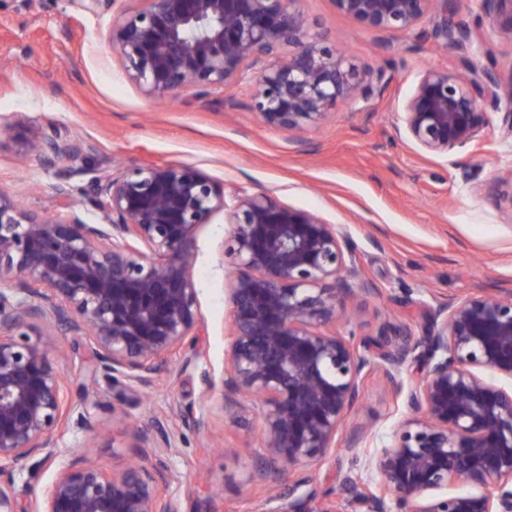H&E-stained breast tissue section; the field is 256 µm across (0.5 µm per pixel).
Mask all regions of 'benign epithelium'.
<instances>
[{
    "instance_id": "obj_1",
    "label": "benign epithelium",
    "mask_w": 512,
    "mask_h": 512,
    "mask_svg": "<svg viewBox=\"0 0 512 512\" xmlns=\"http://www.w3.org/2000/svg\"><path fill=\"white\" fill-rule=\"evenodd\" d=\"M118 4L110 48L126 80L152 102L206 101L251 83L249 108L264 125L303 142L339 102L367 103L383 70L360 68L301 12L298 0H138ZM380 36L431 27L419 39L468 51L478 35L454 20L451 0H331ZM493 26L512 35V0H482ZM506 104L499 133L512 139V80L481 61L466 73L420 72L396 113V129L420 151L446 157L492 127L481 104ZM11 128L24 152L58 168L55 201L31 210L0 192V468L50 457L71 423L99 407L50 360L55 337L87 338L95 370L125 399L150 389L172 358H206L207 323L194 277L196 232L222 213L229 279L224 365L202 375L199 406L174 400L136 430L144 462L111 472L88 458L58 470L28 512H181L179 421L212 430L211 411L248 401L259 416L253 479L286 472L288 487L260 512H347L333 490L311 488L304 467L352 453L343 483L364 512H512V290L482 288L420 302L423 336L385 319L357 337L338 323L380 289L357 264L349 235L273 191L224 190L188 163L86 166L96 146L24 114ZM89 223L75 212L74 195ZM39 323L45 333L31 338ZM379 371L405 413L390 436L343 428L365 377ZM0 481V512H17Z\"/></svg>"
}]
</instances>
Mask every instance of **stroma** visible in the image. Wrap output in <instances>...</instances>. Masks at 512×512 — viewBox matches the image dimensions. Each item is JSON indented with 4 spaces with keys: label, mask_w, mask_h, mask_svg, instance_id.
<instances>
[{
    "label": "stroma",
    "mask_w": 512,
    "mask_h": 512,
    "mask_svg": "<svg viewBox=\"0 0 512 512\" xmlns=\"http://www.w3.org/2000/svg\"><path fill=\"white\" fill-rule=\"evenodd\" d=\"M461 2L459 21L483 38L474 55L502 79L512 78V36L492 26L481 0ZM300 7L359 66L383 69L387 84L367 112L339 104L336 117L310 128L297 147L287 131L255 119L246 82L211 104L146 99L125 79L110 51L113 13L107 0L94 12L81 11L70 0H0V186L12 188L32 209L53 199L55 169L19 154L12 139L13 117L23 112L35 124L58 126L94 142L95 162L189 163L223 187L226 198L269 189L290 205L317 211L349 234L363 275L381 290L359 308L360 334H372L378 314H415L408 295L412 288L441 298L477 288H512V186L500 181L512 169V141L493 131L481 143L435 158L420 155L395 128L394 114L417 75L428 68L464 70L462 53L418 41L409 32L392 36L389 56L374 33L335 12L330 0H301ZM227 229L219 216L196 235L195 276L208 326V358L186 370L172 362L152 388L127 400L114 399L110 382L98 379L101 407L91 426L71 427L53 460L37 456L14 473L23 512L59 464L81 458L86 441H93V458L109 470L139 455L129 419L164 412L175 398L199 404L202 373L221 369L224 361L229 320L220 246ZM50 359L69 375L73 395L82 394L91 368L86 339L62 337ZM397 404L382 375L372 374L347 427L369 424L389 432ZM214 423L207 435L180 430L170 464L181 477V508L256 512L264 496L252 479L258 419L235 408L217 414Z\"/></svg>",
    "instance_id": "35a3bbf8"
}]
</instances>
